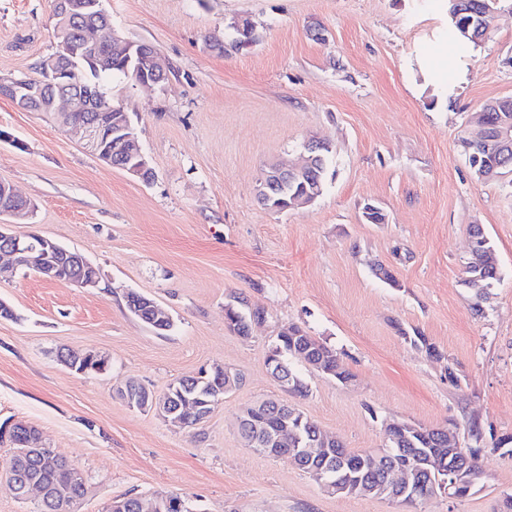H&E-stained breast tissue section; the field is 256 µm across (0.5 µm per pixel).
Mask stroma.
<instances>
[{"mask_svg":"<svg viewBox=\"0 0 512 512\" xmlns=\"http://www.w3.org/2000/svg\"><path fill=\"white\" fill-rule=\"evenodd\" d=\"M115 30L155 46L168 80L104 82L130 113L153 176L103 162L40 112L0 98V180L34 202L21 237H49L100 270L96 290L17 272L0 278V421L26 422L77 466L87 492L70 512H106L130 493L178 494L199 512H499L512 494V182L475 179L460 151L466 119L512 97V12L471 47L449 37L445 0H105ZM257 40L234 50L233 25ZM228 44V52L213 42ZM51 0H0V76L36 77L53 53ZM336 154L323 195L274 212L258 205L269 165L296 161L310 139ZM386 220L365 223L364 203ZM493 240L500 280L476 304L463 283L471 225ZM381 264L398 284L372 272ZM134 290L167 310L159 335L126 309ZM262 311L250 338L224 306ZM333 349L349 382L309 372L296 407L356 452L384 444L389 419L455 422L478 449L482 490L415 507L327 492L286 457L256 452L242 410L286 399L265 364L288 325ZM425 336L430 356L409 338ZM105 356L78 374L60 350ZM220 365L244 383L205 423L182 428L130 408L118 388L162 394ZM457 383H450L449 374Z\"/></svg>","mask_w":512,"mask_h":512,"instance_id":"35a3bbf8","label":"stroma"}]
</instances>
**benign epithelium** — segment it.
<instances>
[{
    "mask_svg": "<svg viewBox=\"0 0 512 512\" xmlns=\"http://www.w3.org/2000/svg\"><path fill=\"white\" fill-rule=\"evenodd\" d=\"M55 39L60 49L39 62L40 77L12 78L0 77V97L9 99L23 112H50L56 120L72 134L79 137L85 147L100 160L112 163V149H117L127 160L122 170L141 178L149 169L148 159L140 145L137 129L125 120L112 122V113L124 112L121 106L101 102L97 87L78 79L79 62L84 61L93 68L100 69L106 64L105 58L89 52L83 46L69 40V34L81 19H91L96 29V41L106 44L127 57L131 64L129 73L141 85H159L168 79V69L158 61V53L150 55L152 77H141L139 61L145 44L133 42L120 36L112 27L111 18L104 7V0H56L52 14ZM472 125L477 129L472 142L493 144L506 151L512 147V124L504 121L491 127L481 122L475 115ZM0 214L15 221L30 218L36 205L20 196L7 182L0 181ZM7 259L11 271H32L50 281L74 285L80 288L97 289L100 287L99 270L83 254L67 249L50 238L31 236L25 238L15 235L11 225L0 224V259ZM241 384L238 376L227 375L224 386L211 391L208 399L193 405L198 422H204L212 413L215 405L223 401L224 394ZM33 433L30 425L23 421L7 420L0 422V440H12L16 445V455L21 459L39 457L46 466L55 465V457L47 448L29 446V436ZM462 455L446 465L433 463L419 455L413 459V465L397 463L389 469L390 486L401 491V495L415 496L419 485L413 475L425 471L430 476V484L436 494L450 499L457 496L462 486L472 490L480 486V475L471 474ZM8 482L15 497L27 499L30 492L39 494L40 500H50L65 493L74 483L87 484L80 472L67 473L63 483L47 487L38 480L27 479L21 471L6 468ZM141 507L148 512H186L188 501L178 494H167L154 498Z\"/></svg>",
    "mask_w": 512,
    "mask_h": 512,
    "instance_id": "1",
    "label": "benign epithelium"
}]
</instances>
